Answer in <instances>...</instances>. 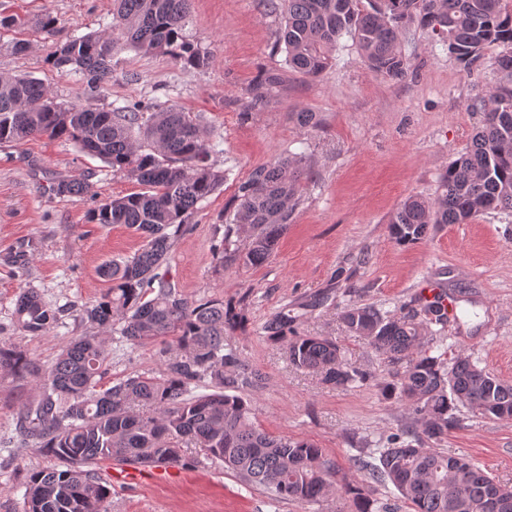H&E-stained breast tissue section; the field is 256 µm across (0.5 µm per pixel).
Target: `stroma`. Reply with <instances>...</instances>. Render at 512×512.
I'll list each match as a JSON object with an SVG mask.
<instances>
[{"instance_id": "35a3bbf8", "label": "stroma", "mask_w": 512, "mask_h": 512, "mask_svg": "<svg viewBox=\"0 0 512 512\" xmlns=\"http://www.w3.org/2000/svg\"><path fill=\"white\" fill-rule=\"evenodd\" d=\"M0 13L56 18L54 31L26 30L30 49L23 55L12 53V33L0 34V73L43 80L58 103L114 109L149 100L203 116L218 141L209 162L223 171L224 184L199 203L191 230L175 240L166 268L188 300L246 298L245 326L225 342L264 375L246 394L257 422L269 433L323 448L336 464L338 486L364 481L356 458H368L402 428L421 429L417 417L384 392L391 378L386 357L340 323L347 305L399 313L428 289L444 291L454 300L456 318L436 336L449 358H469L512 383V213L491 211L466 224H440L416 245L398 244L388 232L391 215L406 198L437 197L449 163L469 144L480 124L470 101L505 80L492 64L497 47L487 48L482 62L467 72L431 32L412 29L408 76L393 82L370 72L344 38L332 66L319 77L287 74L269 104L250 113L248 84L259 72L281 70L285 59L276 44L282 17L267 11L262 0H190L182 35L207 57L206 66H187L163 52L121 50L111 78L92 97L78 75L57 70L49 58L61 40L107 30L112 0H0ZM300 111L316 113L317 126L300 127L294 118ZM296 155L304 173L276 253L257 267L216 266L218 228L229 221L239 183L257 166ZM61 180L81 183L83 193L56 194ZM138 189L135 180L63 139L39 136L0 147V342L45 368L64 342L88 333L74 310L105 292L103 266L133 256L142 244L125 225L92 223L89 212ZM23 288L65 309L62 324L49 335L33 336L16 326L13 310ZM317 294L326 295V303L306 310L305 302ZM282 310L296 316L297 332L335 338L351 363L370 373V381L336 387L296 369L263 330ZM104 337V386L159 368L155 348L118 345L109 331ZM36 383L35 377L0 371V512H23L29 471L56 465L15 431ZM459 417L461 426L436 443V450L472 460L512 485V420L465 410ZM187 453L192 467L165 466L147 481L123 480L126 466L102 464L111 485L109 512L353 510L342 492L311 505L271 499L222 461L195 447Z\"/></svg>"}]
</instances>
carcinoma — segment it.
<instances>
[{
	"label": "carcinoma",
	"mask_w": 512,
	"mask_h": 512,
	"mask_svg": "<svg viewBox=\"0 0 512 512\" xmlns=\"http://www.w3.org/2000/svg\"><path fill=\"white\" fill-rule=\"evenodd\" d=\"M190 0H113L108 30L70 38L49 62L72 67L87 91L96 93L112 75L114 54L126 47L163 51L195 67L207 58L182 37ZM284 12L278 44L287 69L315 78L331 64L347 36L374 73L389 81L408 75L403 43L417 25L431 31L465 70L487 47L501 51L496 69L512 77V0H267ZM51 31L56 18L32 21L0 14V31L19 33L29 24ZM281 74L266 72L247 88L249 107H264ZM484 121L464 152L448 165L441 193L433 200L410 197L391 215L389 231L400 244L427 239L433 224H465L489 211H512V85L493 88L473 103ZM35 136L74 142L88 156L136 180L141 190L97 205L96 224H125L144 239L141 250L102 268L110 287L76 317L118 342L137 347L165 344L158 371L133 373L105 388L101 378L109 358L99 334L74 338L55 362L42 369L22 351L0 345V370L40 376V393L17 422L58 465L33 470L25 482L24 512H108L111 489L99 463L155 467L187 465L185 448L194 444L243 480L279 499L315 504L335 492L336 465L307 439L273 436L256 425L243 391L262 383V374L224 344L241 327L245 300L191 302L167 273L174 238L188 230L197 204L224 184L208 163L207 132L201 121L176 106L135 101L115 111L63 106L49 86L26 74L0 75V145ZM300 161L281 157L254 168L240 182L231 223L214 247L219 263L235 257L259 266L275 253L294 209ZM245 241L230 250L232 236ZM416 307L390 316L373 305L347 306L341 322L348 332L400 366L387 391L411 409L419 434L391 436L378 462L356 460L365 483L345 488L355 512H390L372 496V485L391 483L413 512H512V487L498 483L463 457L425 447L460 425L458 408L493 420H512V384L468 359L444 364L425 346L429 325H445L439 299L415 300ZM64 310L53 308L32 288L15 303L16 323L40 336L56 328ZM295 317L284 310L270 319L269 340L285 347L289 362L312 370L336 386L363 385L369 375L349 363L330 338L300 335Z\"/></svg>",
	"instance_id": "obj_1"
}]
</instances>
